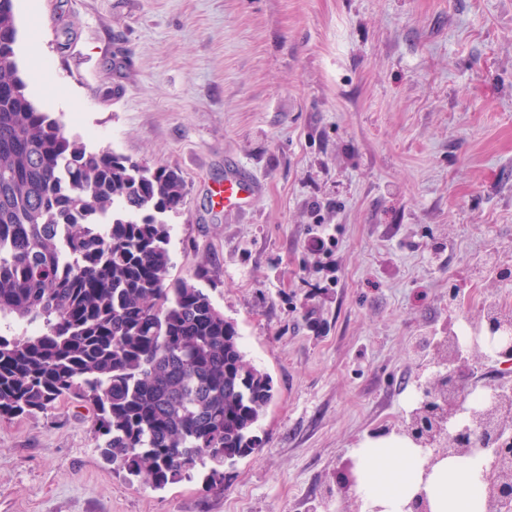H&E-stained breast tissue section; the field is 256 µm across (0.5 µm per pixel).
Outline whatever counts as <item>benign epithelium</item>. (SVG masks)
<instances>
[{"mask_svg": "<svg viewBox=\"0 0 512 512\" xmlns=\"http://www.w3.org/2000/svg\"><path fill=\"white\" fill-rule=\"evenodd\" d=\"M478 329L488 332L508 328L486 310L476 322ZM472 351L460 350L454 337H448V348H432L431 361L443 372L426 378L425 399L414 410L410 422L398 434L431 453L429 464L442 456L468 454L483 450L490 454V477L487 487L489 502L499 510L512 509V388L492 395L491 404L469 416L468 423L456 425L465 411V389L474 373L476 362Z\"/></svg>", "mask_w": 512, "mask_h": 512, "instance_id": "obj_1", "label": "benign epithelium"}]
</instances>
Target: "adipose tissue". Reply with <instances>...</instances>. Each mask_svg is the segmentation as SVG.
Returning <instances> with one entry per match:
<instances>
[{
    "instance_id": "adipose-tissue-1",
    "label": "adipose tissue",
    "mask_w": 512,
    "mask_h": 512,
    "mask_svg": "<svg viewBox=\"0 0 512 512\" xmlns=\"http://www.w3.org/2000/svg\"><path fill=\"white\" fill-rule=\"evenodd\" d=\"M351 456L359 512H409L421 493L430 512H491L487 453L445 457L432 464L408 438L392 434L365 438Z\"/></svg>"
}]
</instances>
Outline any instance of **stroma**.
<instances>
[{"label": "stroma", "mask_w": 512, "mask_h": 512, "mask_svg": "<svg viewBox=\"0 0 512 512\" xmlns=\"http://www.w3.org/2000/svg\"><path fill=\"white\" fill-rule=\"evenodd\" d=\"M68 136L182 177L172 276L276 391L257 454L156 490L87 408L0 422V512H356L345 474L432 374L417 337L512 307V0H14ZM258 187L213 204L233 167ZM334 237L318 246L319 228Z\"/></svg>", "instance_id": "35a3bbf8"}]
</instances>
